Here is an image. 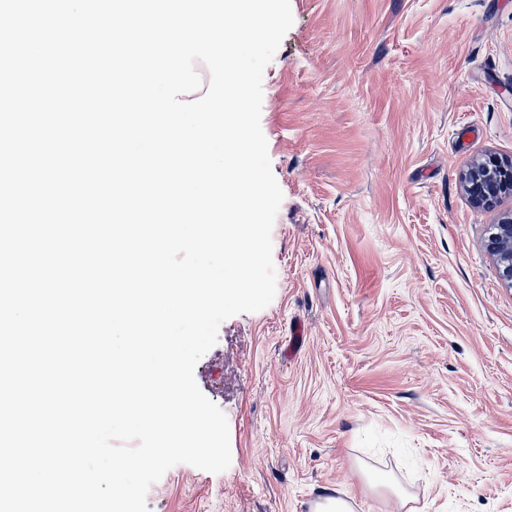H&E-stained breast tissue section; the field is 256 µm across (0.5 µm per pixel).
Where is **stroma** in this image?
Listing matches in <instances>:
<instances>
[{
    "mask_svg": "<svg viewBox=\"0 0 512 512\" xmlns=\"http://www.w3.org/2000/svg\"><path fill=\"white\" fill-rule=\"evenodd\" d=\"M261 129L276 292L195 367L231 464L170 468L149 512H512V288L459 173L512 159V0H290ZM304 338L292 343L296 328ZM364 473L369 484L373 488L382 489L386 494L389 492L393 497L397 499L398 511H417V509L414 507H408L409 503L413 502L414 499L410 496H407L405 491H403L398 485L390 481L377 482V477L373 475L371 472L365 470ZM338 496H326L318 500L315 504L316 511L325 512H354L356 511L357 503L353 497L347 492H336Z\"/></svg>",
    "mask_w": 512,
    "mask_h": 512,
    "instance_id": "35a3bbf8",
    "label": "stroma"
}]
</instances>
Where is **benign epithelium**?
<instances>
[{
    "label": "benign epithelium",
    "mask_w": 512,
    "mask_h": 512,
    "mask_svg": "<svg viewBox=\"0 0 512 512\" xmlns=\"http://www.w3.org/2000/svg\"><path fill=\"white\" fill-rule=\"evenodd\" d=\"M464 194L476 210L512 197V159L487 156L471 161L460 174ZM501 281L512 287V210L500 214L484 242Z\"/></svg>",
    "instance_id": "benign-epithelium-1"
}]
</instances>
